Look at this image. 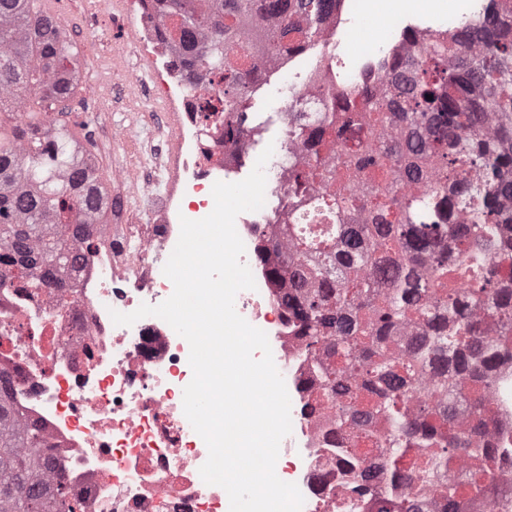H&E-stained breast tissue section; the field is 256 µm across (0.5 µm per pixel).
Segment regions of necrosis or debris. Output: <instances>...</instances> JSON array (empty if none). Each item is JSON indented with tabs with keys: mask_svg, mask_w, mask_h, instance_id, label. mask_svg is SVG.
Wrapping results in <instances>:
<instances>
[{
	"mask_svg": "<svg viewBox=\"0 0 512 512\" xmlns=\"http://www.w3.org/2000/svg\"><path fill=\"white\" fill-rule=\"evenodd\" d=\"M124 2L143 31L129 50L144 56L157 48L164 57L162 68L151 70V83L155 97L176 104L178 115L173 125L153 129L176 150L162 152L151 181L132 168L113 175L142 200L145 223L94 225L65 281L52 276L45 287L32 288L16 278L0 288V375L11 380L15 406L44 431L53 471L64 478L78 512H224L223 488L206 484L199 473L207 446L183 411V389L192 379L188 342L158 317L121 326L110 313L157 305L172 294L163 267L179 239V216L213 210L212 187L234 182L252 132L243 127L237 144L228 145L206 126L216 79L188 80L186 51L169 39L156 0ZM361 19L358 0H339L319 35L342 46ZM276 27L273 20L257 22L230 46L231 55L252 60L250 81L260 82L271 68L284 78L290 74L298 52L288 41L271 48L268 36ZM337 63L334 54L310 62L305 82L288 86L281 114L341 110L364 85L386 91L388 70L362 68L346 80ZM287 149V142H278L276 157L265 165L267 204L235 221L245 246L241 261L256 283L237 294L235 308L266 333L291 399L292 432L281 442L278 461L304 497L302 512H367L383 485L388 456L365 435L384 433L385 420L377 416L367 429L343 430L318 408L322 362L305 352L279 289L255 260L257 242L282 240L288 222V169L277 159ZM461 419L475 426L478 441L496 448L495 512H512V360L494 372L485 411L465 410Z\"/></svg>",
	"mask_w": 512,
	"mask_h": 512,
	"instance_id": "4bbe7bcc",
	"label": "necrosis or debris"
}]
</instances>
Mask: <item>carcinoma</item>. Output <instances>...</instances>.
<instances>
[{"instance_id": "1", "label": "carcinoma", "mask_w": 512, "mask_h": 512, "mask_svg": "<svg viewBox=\"0 0 512 512\" xmlns=\"http://www.w3.org/2000/svg\"><path fill=\"white\" fill-rule=\"evenodd\" d=\"M336 0H170L159 5L172 34L195 52L197 68L225 83L224 105L206 117L236 141L249 97L244 64L226 39L262 16L278 19L276 38L296 35L300 48L319 35ZM512 0L491 4L460 32L404 36V54L385 98L363 91L344 114L348 139L336 147L335 112H299L288 142L304 154L286 158L288 214L319 208L334 224H290L288 243L270 277L310 355L326 352L319 404L340 424L366 426L376 414L389 429L384 490L375 512H422L425 495L467 512L474 489L494 512L496 473L476 468L463 484L431 483L435 468L471 454L473 432L456 422L448 400L453 379L475 390L463 405L478 413L490 393L488 373L512 349V289L496 263L512 260L497 225L512 204ZM81 51L37 9V0H0V247L16 264L0 269L42 287L39 272L75 267L73 237L102 224L112 208L96 157L66 122ZM432 99H426V96ZM497 335L487 336L485 332ZM354 380L371 396L360 399ZM46 438L27 425L0 387V512H76L62 478L45 467ZM415 480L404 482V460Z\"/></svg>"}]
</instances>
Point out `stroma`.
Masks as SVG:
<instances>
[{"label":"stroma","mask_w":512,"mask_h":512,"mask_svg":"<svg viewBox=\"0 0 512 512\" xmlns=\"http://www.w3.org/2000/svg\"><path fill=\"white\" fill-rule=\"evenodd\" d=\"M39 6L57 20L83 55L67 120L76 132L82 123L90 125L94 153L113 198L107 221L112 225L139 223V213L133 205L124 202L122 186L112 180V173L118 168L135 167L147 174L152 167L150 155L141 151L136 139L116 135L119 129L136 130L152 119L148 85L143 81L150 61L124 49L137 30L128 18L120 16L116 2L106 13L91 10L88 0H40ZM132 75L142 78L134 97L125 89V79ZM284 95L281 78L276 74L267 76L264 84L256 86L249 108V123L256 129L253 154H261L270 142L282 136L277 102Z\"/></svg>","instance_id":"stroma-1"}]
</instances>
